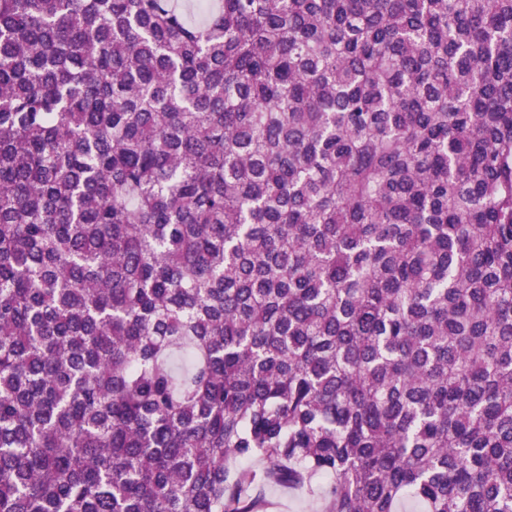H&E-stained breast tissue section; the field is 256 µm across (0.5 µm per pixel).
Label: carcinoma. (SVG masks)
<instances>
[{"instance_id":"1","label":"carcinoma","mask_w":512,"mask_h":512,"mask_svg":"<svg viewBox=\"0 0 512 512\" xmlns=\"http://www.w3.org/2000/svg\"><path fill=\"white\" fill-rule=\"evenodd\" d=\"M512 512V0H0V512ZM266 494L282 501L284 506L282 512H312L310 500L300 493H290L280 487L269 486Z\"/></svg>"}]
</instances>
